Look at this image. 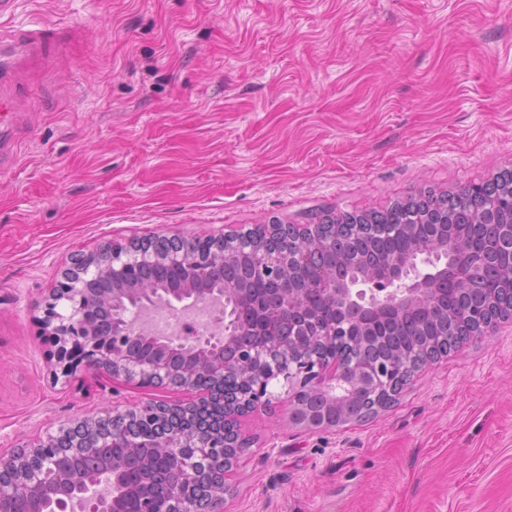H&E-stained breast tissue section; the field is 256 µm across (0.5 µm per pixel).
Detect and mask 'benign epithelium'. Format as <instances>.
I'll return each instance as SVG.
<instances>
[{"mask_svg": "<svg viewBox=\"0 0 512 512\" xmlns=\"http://www.w3.org/2000/svg\"><path fill=\"white\" fill-rule=\"evenodd\" d=\"M512 223V203L501 202L486 207L477 220L461 219L445 230L419 236V225H409L405 234L411 239L409 250L382 255L372 261L341 259L330 268L320 265L325 240L315 234L313 224H270L272 231L285 233L304 242L288 258L258 247L247 235H209L212 244L210 267L186 280L179 288H168L132 271L157 263L194 265L200 262L186 248L191 237L158 236L137 239L123 247L111 242L100 244L89 254L77 253L63 272V282L52 292L45 308L43 325L54 336L57 361L63 374L71 376L83 367L86 378L102 375L128 382L147 381L164 388L186 390L191 397L168 403L149 401L134 408L116 405L95 416L84 417L71 426L48 433L33 444L0 451V512H65L78 504L86 512H126V499L141 497L142 512H154L157 499L176 505L183 501L197 472L176 467L162 479L146 474L138 485L124 483V462L97 453L116 442L130 449L148 464L157 454L179 458L186 448L216 449L212 462L224 471L223 479L237 465L238 456L229 451L238 447L247 435L241 428V415L266 407L269 392L257 387L243 402V414L231 420L235 434L222 439L213 436L204 442L184 432H166L160 439L141 444L135 441L128 424L156 415L161 420L189 419L203 406L224 409V378L241 374L259 364L262 382H283L290 397L288 423L305 430L334 431L360 421L350 414V402L366 393L375 397L381 388H390L411 380L412 362L404 357L373 361L364 353L355 358L339 355L322 357L318 347L355 346L351 329L370 336L379 322L395 324L405 315L418 313L429 318L463 319L479 327L478 336L493 333L498 321L489 320L486 301H467L463 293L473 287L482 264L471 245L478 224ZM248 257L249 272L269 285L272 303L254 323L248 318L251 307L247 289L240 284L224 285L215 281L224 263ZM319 265L313 283H303L292 276V269ZM108 282L112 291L104 296L95 288ZM64 304L66 313L57 311ZM207 303L218 308V320L224 321V335L219 337H158L122 322L115 316L119 307H135L140 313L158 306L170 310L188 309ZM332 305L333 320H322L320 306ZM324 399L322 413L315 414L303 404L306 396ZM73 440L60 455L73 461L87 462L78 475L58 468L51 461L32 475L24 469V458L43 448H55L60 438ZM224 483L207 491L205 497L186 504L185 512H224Z\"/></svg>", "mask_w": 512, "mask_h": 512, "instance_id": "7a95c632", "label": "benign epithelium"}]
</instances>
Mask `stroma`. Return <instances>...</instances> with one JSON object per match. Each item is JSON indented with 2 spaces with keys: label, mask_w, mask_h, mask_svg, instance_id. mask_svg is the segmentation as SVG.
<instances>
[{
  "label": "stroma",
  "mask_w": 512,
  "mask_h": 512,
  "mask_svg": "<svg viewBox=\"0 0 512 512\" xmlns=\"http://www.w3.org/2000/svg\"><path fill=\"white\" fill-rule=\"evenodd\" d=\"M67 52L0 129V449L186 394L64 377L40 328L76 251L315 224L512 170V0H16ZM224 512H512V319L365 422L289 425L283 384Z\"/></svg>",
  "instance_id": "35a3bbf8"
}]
</instances>
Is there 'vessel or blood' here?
<instances>
[{"mask_svg": "<svg viewBox=\"0 0 512 512\" xmlns=\"http://www.w3.org/2000/svg\"><path fill=\"white\" fill-rule=\"evenodd\" d=\"M63 49V41L45 26L0 30V122L12 115L22 96L19 73L60 56Z\"/></svg>", "mask_w": 512, "mask_h": 512, "instance_id": "b4317fda", "label": "vessel or blood"}]
</instances>
